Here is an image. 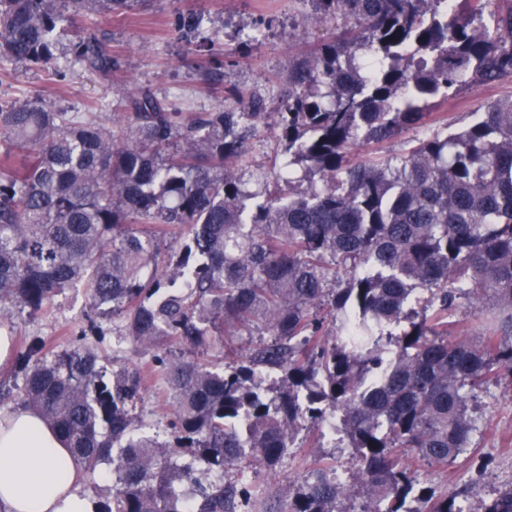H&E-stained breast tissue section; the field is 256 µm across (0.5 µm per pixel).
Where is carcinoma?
Returning <instances> with one entry per match:
<instances>
[{
	"label": "carcinoma",
	"mask_w": 512,
	"mask_h": 512,
	"mask_svg": "<svg viewBox=\"0 0 512 512\" xmlns=\"http://www.w3.org/2000/svg\"><path fill=\"white\" fill-rule=\"evenodd\" d=\"M130 2L0 0V60L54 68L64 23ZM310 2L341 33L295 65L278 112L240 93L238 112H172L134 89L105 124L37 95L0 102V321L69 288L93 309L77 344L50 356L29 339L14 400L82 470L112 465L97 512H235L251 496L228 474L275 470L331 418L353 479L321 456L282 512H512L511 484L477 501L419 479L473 447L478 391L512 373V97L451 131L430 111L512 83V0ZM73 51L116 66L90 34ZM429 124L400 156L357 152ZM269 127L288 155L276 180L305 188L248 173ZM100 318L151 361L108 372ZM150 383L165 439L138 412Z\"/></svg>",
	"instance_id": "carcinoma-1"
}]
</instances>
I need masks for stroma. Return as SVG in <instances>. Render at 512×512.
<instances>
[{
  "label": "stroma",
  "instance_id": "35a3bbf8",
  "mask_svg": "<svg viewBox=\"0 0 512 512\" xmlns=\"http://www.w3.org/2000/svg\"><path fill=\"white\" fill-rule=\"evenodd\" d=\"M309 0H134L112 15L79 18L75 26L93 32L117 66L111 75L89 71L71 51L72 33L59 44V74L22 63L9 64L0 79V101L40 96L67 112H95L102 119L126 109L131 89L149 92L180 112H211L234 105V92L256 94L277 111L287 88L288 67L324 42L335 40L333 24L312 23ZM194 16L193 39L180 32L182 17ZM512 95V84L467 89L441 106L448 123L468 122L478 103ZM92 309L83 289L57 297L38 318L16 314L10 324L15 347L32 336L48 348L75 341ZM481 430L469 454L445 467L420 470L422 485L456 492L468 485L488 497L512 484V385L490 386L480 398ZM334 457L349 468V449L294 448L276 473L252 466L241 475L252 492L250 512H283L289 482L314 464L317 454Z\"/></svg>",
  "mask_w": 512,
  "mask_h": 512
}]
</instances>
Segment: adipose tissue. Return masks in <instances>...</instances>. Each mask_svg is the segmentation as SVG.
<instances>
[{
	"instance_id": "ef3b65f1",
	"label": "adipose tissue",
	"mask_w": 512,
	"mask_h": 512,
	"mask_svg": "<svg viewBox=\"0 0 512 512\" xmlns=\"http://www.w3.org/2000/svg\"><path fill=\"white\" fill-rule=\"evenodd\" d=\"M56 429L32 410L0 411V512H94Z\"/></svg>"
}]
</instances>
